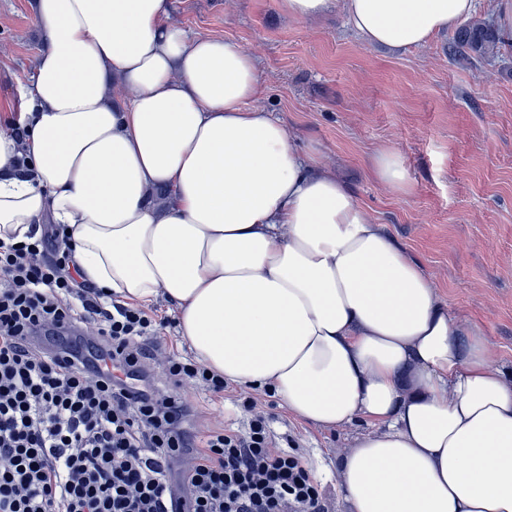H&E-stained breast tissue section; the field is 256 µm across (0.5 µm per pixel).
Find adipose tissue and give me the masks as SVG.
<instances>
[{"mask_svg": "<svg viewBox=\"0 0 512 512\" xmlns=\"http://www.w3.org/2000/svg\"><path fill=\"white\" fill-rule=\"evenodd\" d=\"M370 46L426 45L475 0H344ZM167 0H34L27 163L0 131V241L67 227L86 279L163 296L199 363L323 428L349 512H512V377L349 187L256 106L241 46L165 23ZM129 90L122 105L105 91Z\"/></svg>", "mask_w": 512, "mask_h": 512, "instance_id": "obj_1", "label": "adipose tissue"}]
</instances>
